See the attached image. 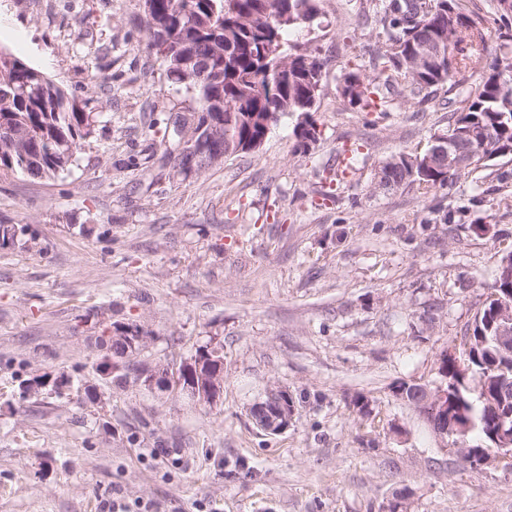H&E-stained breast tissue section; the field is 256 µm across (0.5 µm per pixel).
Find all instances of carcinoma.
<instances>
[{"instance_id":"carcinoma-1","label":"carcinoma","mask_w":512,"mask_h":512,"mask_svg":"<svg viewBox=\"0 0 512 512\" xmlns=\"http://www.w3.org/2000/svg\"><path fill=\"white\" fill-rule=\"evenodd\" d=\"M382 50L374 58L377 74L365 80L345 71L337 92L362 112H386L388 94L397 81H409L419 96L434 87L468 84L448 132L455 150L472 156L467 168H479L494 157L512 153V50L493 51L486 28L471 19L461 0H373ZM317 0H144V30L149 45L165 63L168 79L192 95V112L176 115L182 131L202 128L214 117L212 99L224 96V148L231 153L255 150L253 141L296 114L299 146L317 141L310 113L317 110L324 60L315 50L291 53L282 32L314 21ZM420 41L439 48L428 61L417 50ZM93 127L75 100L40 71L13 54L0 51V176L21 174L53 179L73 164L81 142ZM177 137L166 148V162L184 174L216 167L206 153L187 152ZM428 152L399 154L380 167V178L394 190L416 184L426 191L446 189L459 170L435 169ZM512 304V278L496 274L487 303L476 314L462 344L464 376L448 362V403L464 410L470 432L452 434L469 448L492 445L490 434L503 421L512 428V397L495 410L489 399L512 388V356L499 355L494 342L497 308ZM485 377L488 397L472 396Z\"/></svg>"}]
</instances>
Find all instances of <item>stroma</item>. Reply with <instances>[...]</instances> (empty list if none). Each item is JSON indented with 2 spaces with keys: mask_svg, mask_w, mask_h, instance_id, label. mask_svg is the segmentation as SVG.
<instances>
[{
  "mask_svg": "<svg viewBox=\"0 0 512 512\" xmlns=\"http://www.w3.org/2000/svg\"><path fill=\"white\" fill-rule=\"evenodd\" d=\"M286 33L325 61L318 140L288 115L258 151L184 175L162 165L168 116L189 96L165 76L143 0H0V47L94 121L55 179L0 176V512H512V471L473 467L396 395L435 385L512 247V155L452 186L383 190L381 163L421 153L453 121L447 88L385 116L336 90L374 71L365 0H318ZM360 152L327 187L343 147ZM149 340L110 382L113 324ZM224 355L204 405L140 370ZM295 403L269 435L250 408Z\"/></svg>",
  "mask_w": 512,
  "mask_h": 512,
  "instance_id": "stroma-1",
  "label": "stroma"
}]
</instances>
